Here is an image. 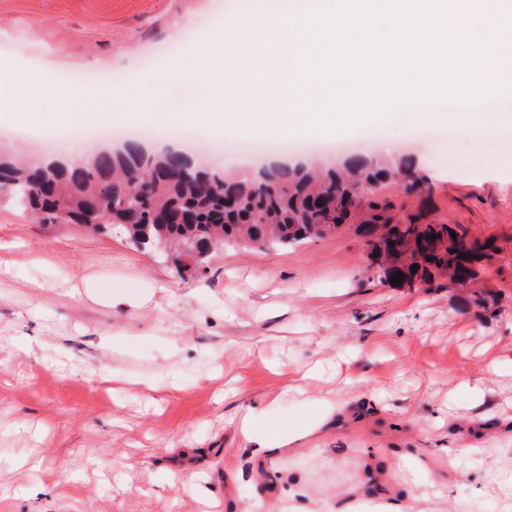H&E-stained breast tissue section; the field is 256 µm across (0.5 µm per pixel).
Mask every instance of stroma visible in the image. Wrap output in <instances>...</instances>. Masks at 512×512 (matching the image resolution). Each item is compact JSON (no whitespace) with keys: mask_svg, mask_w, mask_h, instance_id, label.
Wrapping results in <instances>:
<instances>
[{"mask_svg":"<svg viewBox=\"0 0 512 512\" xmlns=\"http://www.w3.org/2000/svg\"><path fill=\"white\" fill-rule=\"evenodd\" d=\"M238 0H0V64L142 69L172 26L196 32ZM473 145L459 107L396 112L332 140L369 157L395 140L421 176L382 193L392 223L453 224L489 244L475 287L402 288L367 272L347 224L270 250L227 246L201 274L120 228L39 224L0 193V512H242L292 481L309 512L359 491L424 494L425 512H502L512 497V96ZM0 122V151L62 155ZM258 413L252 442L237 419ZM318 422L308 448L271 437ZM459 456L460 471L440 466ZM428 460L408 475L403 455ZM503 132V128L496 126L490 120L463 121L456 128V134L460 139L470 142H479L480 140L495 137Z\"/></svg>","mask_w":512,"mask_h":512,"instance_id":"stroma-1","label":"stroma"}]
</instances>
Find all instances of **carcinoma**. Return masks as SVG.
<instances>
[{
    "label": "carcinoma",
    "instance_id": "cac0c4a2",
    "mask_svg": "<svg viewBox=\"0 0 512 512\" xmlns=\"http://www.w3.org/2000/svg\"><path fill=\"white\" fill-rule=\"evenodd\" d=\"M193 164L186 153H147L135 141L78 166L1 155L0 192L52 223L79 224L90 206L103 201L108 220L123 226L134 246L158 251L173 243L206 252L224 244L284 248L359 220L376 234L372 252L384 282L397 272L411 284L446 271L463 286L482 258L464 235L451 236L449 224H386L387 204L378 198L383 180L397 172L405 189H421L411 160L353 157L342 170L326 172L278 167L271 182L230 178L222 169L200 171ZM365 183L374 190L370 197L355 192Z\"/></svg>",
    "mask_w": 512,
    "mask_h": 512
}]
</instances>
